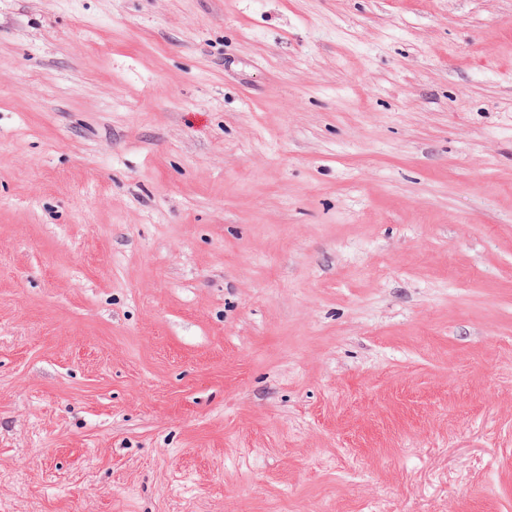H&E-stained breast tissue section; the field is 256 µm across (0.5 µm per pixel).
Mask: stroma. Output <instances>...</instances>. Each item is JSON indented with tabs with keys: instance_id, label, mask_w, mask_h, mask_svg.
Masks as SVG:
<instances>
[{
	"instance_id": "35a3bbf8",
	"label": "stroma",
	"mask_w": 512,
	"mask_h": 512,
	"mask_svg": "<svg viewBox=\"0 0 512 512\" xmlns=\"http://www.w3.org/2000/svg\"><path fill=\"white\" fill-rule=\"evenodd\" d=\"M0 512H512V0H0Z\"/></svg>"
}]
</instances>
